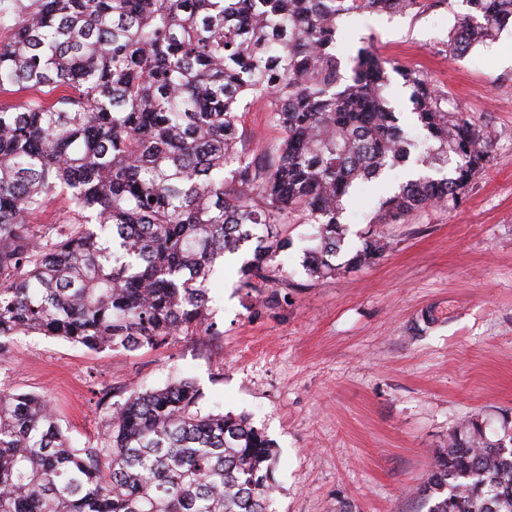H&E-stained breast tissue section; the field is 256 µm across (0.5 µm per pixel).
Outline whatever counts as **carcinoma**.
I'll use <instances>...</instances> for the list:
<instances>
[{
    "instance_id": "obj_1",
    "label": "carcinoma",
    "mask_w": 512,
    "mask_h": 512,
    "mask_svg": "<svg viewBox=\"0 0 512 512\" xmlns=\"http://www.w3.org/2000/svg\"><path fill=\"white\" fill-rule=\"evenodd\" d=\"M448 35L461 54L495 40L512 0H466ZM420 0H9L0 43V362L20 333L90 351L156 348L211 330L218 260L252 242L244 285L288 238L319 225L303 267L339 270L340 222L358 184L409 161L427 170L382 201L377 223L455 201L490 162L487 142L419 72L367 48L352 75L337 22L407 14ZM412 88L427 146L391 107L390 72ZM266 101L282 142L269 163L239 153L240 108ZM65 196L67 220L34 224ZM368 240L354 268L383 255ZM190 379L112 406L103 439L72 446L48 401L0 389V512H273L275 447L243 415L205 412ZM427 512H512V432L471 420L448 434L421 488Z\"/></svg>"
}]
</instances>
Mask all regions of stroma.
Instances as JSON below:
<instances>
[{
  "label": "stroma",
  "instance_id": "1",
  "mask_svg": "<svg viewBox=\"0 0 512 512\" xmlns=\"http://www.w3.org/2000/svg\"><path fill=\"white\" fill-rule=\"evenodd\" d=\"M466 10L422 0L409 14L344 16L336 32L342 73L364 47L414 68L489 142L490 163L457 201L374 223L411 174L397 167L357 189L342 216V258L386 239L373 263L311 278L301 263L316 225H277L291 246L272 257L269 281L244 287L248 245L212 275V331L100 353L19 335L0 388L47 399L80 448L100 440L112 404L189 378L204 410L248 415L275 442V512H426L421 485L450 430L474 419L490 441L512 431V26L449 54ZM240 115L243 151L268 162L281 131L260 105Z\"/></svg>",
  "mask_w": 512,
  "mask_h": 512
}]
</instances>
